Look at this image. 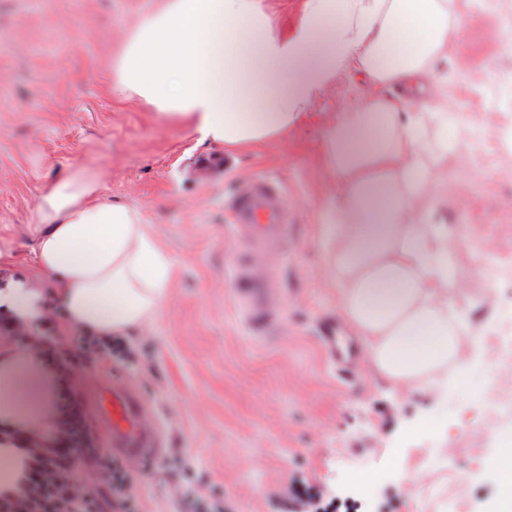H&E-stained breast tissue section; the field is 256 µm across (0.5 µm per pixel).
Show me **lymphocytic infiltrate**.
I'll list each match as a JSON object with an SVG mask.
<instances>
[{
  "mask_svg": "<svg viewBox=\"0 0 512 512\" xmlns=\"http://www.w3.org/2000/svg\"><path fill=\"white\" fill-rule=\"evenodd\" d=\"M44 360L54 367L72 368L81 361L111 362L129 353L125 340L82 334L75 350L61 339H44ZM37 462L24 476L25 493L1 498L0 512H142L129 492L130 476L123 463L85 428L59 439L53 448L36 449ZM93 465L100 482L94 489H79L75 474Z\"/></svg>",
  "mask_w": 512,
  "mask_h": 512,
  "instance_id": "1",
  "label": "lymphocytic infiltrate"
}]
</instances>
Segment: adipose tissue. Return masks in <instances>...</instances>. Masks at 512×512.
<instances>
[{"mask_svg":"<svg viewBox=\"0 0 512 512\" xmlns=\"http://www.w3.org/2000/svg\"><path fill=\"white\" fill-rule=\"evenodd\" d=\"M340 7L343 22L328 16ZM454 0H307L293 35L261 0H164L132 29L115 85L187 122L201 143L240 148L291 130L339 73L371 88L333 123L325 146L337 190L324 206L326 266L342 315L375 372L395 389L443 384L468 336L450 301L448 227L437 219L440 163L459 147L456 107L413 108L448 75L436 64L455 35ZM73 176L39 199L36 276L0 283V316L27 327L47 313L52 284L68 323L124 337L165 303L174 268L138 212L90 203ZM73 376L38 346L0 348V495L21 492L33 449L65 425Z\"/></svg>","mask_w":512,"mask_h":512,"instance_id":"ef3b65f1","label":"adipose tissue"}]
</instances>
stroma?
<instances>
[{
  "mask_svg": "<svg viewBox=\"0 0 512 512\" xmlns=\"http://www.w3.org/2000/svg\"><path fill=\"white\" fill-rule=\"evenodd\" d=\"M162 3L0 0V249L10 254L0 281L35 274L38 200L74 175L94 184L95 198L135 208L175 269L165 305L127 336L147 355L78 365L90 433L106 438L98 393L114 372L126 373L166 446L163 460L131 470L143 512H194L214 490L224 512H289L299 472L361 499L360 512H442L435 500L450 495L460 512H497L504 478L496 459L512 417L483 401L512 389V365L498 363L494 341L512 321V0H496L490 12L459 0L461 34L448 43L441 88L462 115V135L481 142L445 157L440 204L459 282L453 305L484 346L463 349L461 378L401 391L370 366L343 388L313 334L317 318L339 310L320 233L336 189L327 129L369 87L337 75L287 135L225 152L223 177L200 182L190 166L215 146L115 89L128 31ZM267 173L285 182L301 246L266 256L288 304L279 331L259 336L236 298L224 201ZM432 410L445 420L441 431L403 437ZM171 459L182 473L167 469Z\"/></svg>",
  "mask_w": 512,
  "mask_h": 512,
  "instance_id": "1",
  "label": "stroma"
}]
</instances>
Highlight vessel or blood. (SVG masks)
Segmentation results:
<instances>
[{"label": "vessel or blood", "instance_id": "vessel-or-blood-1", "mask_svg": "<svg viewBox=\"0 0 512 512\" xmlns=\"http://www.w3.org/2000/svg\"><path fill=\"white\" fill-rule=\"evenodd\" d=\"M224 210L227 234L236 244L233 274L237 297L249 326L259 333L268 332L280 320L286 293L278 272L254 276L252 261L260 252H285L296 246V211L287 201L282 179L272 174L236 191L225 201ZM314 334L327 365L346 382H353L361 361L357 340L332 320L317 322ZM98 407L114 452L138 465L162 457L160 430L146 424L148 410L129 381L114 382L111 391L101 394Z\"/></svg>", "mask_w": 512, "mask_h": 512}]
</instances>
